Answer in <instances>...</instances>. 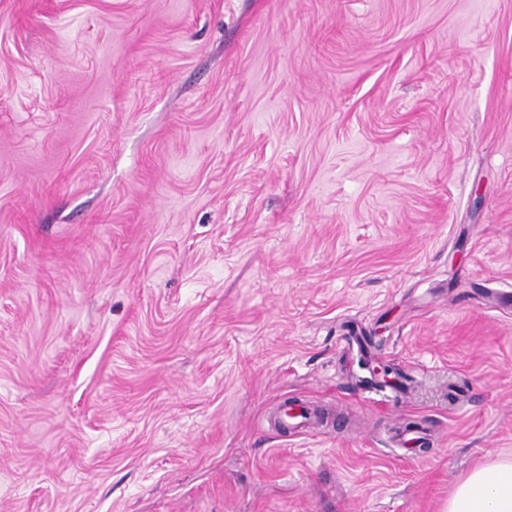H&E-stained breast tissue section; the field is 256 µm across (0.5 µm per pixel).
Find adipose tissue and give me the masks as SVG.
<instances>
[{"label":"adipose tissue","mask_w":512,"mask_h":512,"mask_svg":"<svg viewBox=\"0 0 512 512\" xmlns=\"http://www.w3.org/2000/svg\"><path fill=\"white\" fill-rule=\"evenodd\" d=\"M445 512H512V457L469 473L449 496Z\"/></svg>","instance_id":"ef3b65f1"}]
</instances>
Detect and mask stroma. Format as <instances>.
Segmentation results:
<instances>
[{"mask_svg": "<svg viewBox=\"0 0 512 512\" xmlns=\"http://www.w3.org/2000/svg\"><path fill=\"white\" fill-rule=\"evenodd\" d=\"M507 454L512 0H0V512H443Z\"/></svg>", "mask_w": 512, "mask_h": 512, "instance_id": "35a3bbf8", "label": "stroma"}]
</instances>
